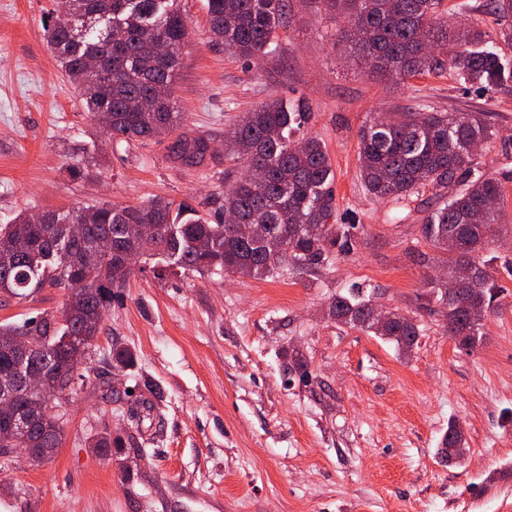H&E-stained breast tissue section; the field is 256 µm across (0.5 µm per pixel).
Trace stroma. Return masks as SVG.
I'll use <instances>...</instances> for the list:
<instances>
[{
    "instance_id": "stroma-1",
    "label": "stroma",
    "mask_w": 512,
    "mask_h": 512,
    "mask_svg": "<svg viewBox=\"0 0 512 512\" xmlns=\"http://www.w3.org/2000/svg\"><path fill=\"white\" fill-rule=\"evenodd\" d=\"M467 10H460V2ZM191 36L173 84L179 134L205 139L198 167L172 159L171 138H108L46 48L56 0H0V224L19 212L162 197L213 217L243 172L224 135L245 113L282 100L308 108L335 172L336 221L350 253L313 272L263 279L159 271L141 261L113 296L84 381L70 391L62 445L44 463H0V512H512V84L462 85L448 67L385 81L349 57L344 21L288 0L278 45L259 59L225 54L204 0H177ZM451 24L478 28L512 60V22L487 0H442ZM402 112H481L494 131L477 167L503 189V233L489 253L499 295L484 339L460 348L429 284L439 251L422 234L433 188L403 200L370 195L359 176L362 127ZM99 163L91 181L68 165ZM413 316L411 355L336 320L350 288ZM66 292L0 293V323L61 317ZM129 349V366L112 347ZM467 454L439 448L449 422ZM123 445L94 448L103 434Z\"/></svg>"
}]
</instances>
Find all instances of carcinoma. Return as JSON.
<instances>
[{
  "mask_svg": "<svg viewBox=\"0 0 512 512\" xmlns=\"http://www.w3.org/2000/svg\"><path fill=\"white\" fill-rule=\"evenodd\" d=\"M176 0H59L71 24L53 23L46 43L58 65L77 88L81 104L102 122L111 138L136 141L175 130L183 121L173 97L180 56L190 36L189 20L173 8ZM288 0H206L212 37L224 50L243 58L272 51ZM319 14L347 23L348 54L384 79L431 71L438 58L427 48L448 55V66L466 85L486 89L512 81V65L487 45L484 34L448 32V17L439 12L441 0H310ZM164 37L166 57L154 53V40ZM112 55L118 77L112 89L90 64ZM301 106L272 102L245 113L224 137V158L242 159L246 173L219 201L220 219L213 221L192 207L155 198L144 205L87 204L44 212L45 222L33 224L21 212L0 225V242L24 238L29 250L0 255V292L19 300L41 288L68 292L61 320L45 315L21 323L0 324V383L25 427L0 435V448H39L35 464L53 458L63 438L62 400L46 407L44 417L26 422L34 398L20 387L31 361L52 378L71 380L67 360L73 351L92 353L103 314L112 295L126 286L132 271L120 264L119 250L133 247L176 274L231 272L253 278L274 275L281 268L300 272L318 269L329 255L353 247V224H333L335 175L324 144L314 137L294 138L311 118ZM494 136L482 112H419L405 120H375L360 134L359 176L365 189L379 198L404 199L428 185L446 188L456 181L466 187L452 194L429 214L422 233L446 254L448 276L467 282L465 298H475L481 312L472 316L459 306L444 305V285L431 282L443 305L448 334L467 350L483 342L485 313L497 293L488 262L474 261L487 251L500 230L499 210L491 200L502 196L501 184L478 172L472 146ZM172 157L190 166L204 163L206 140L182 137L171 146ZM86 224L81 236L72 234L77 221ZM263 224L265 236L246 242L234 224ZM156 224L158 232L144 238L138 224ZM322 225L315 236L309 227ZM112 241V256L85 270L81 258L94 241ZM370 296L358 288L339 293L331 302L336 319L381 336L408 353L421 330L413 317L395 310L381 324L367 315ZM35 336V350L26 358L9 347L22 329Z\"/></svg>",
  "mask_w": 512,
  "mask_h": 512,
  "instance_id": "cac0c4a2",
  "label": "carcinoma"
}]
</instances>
